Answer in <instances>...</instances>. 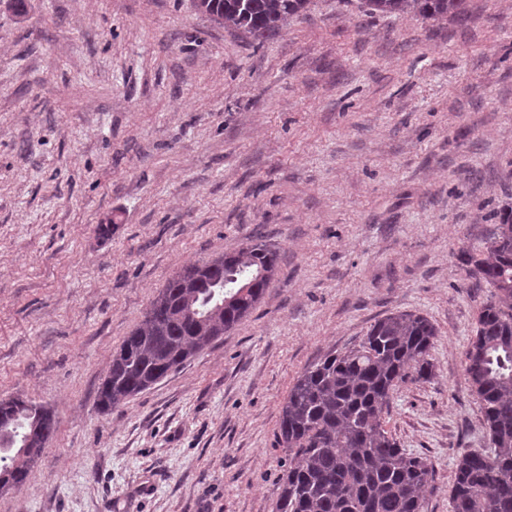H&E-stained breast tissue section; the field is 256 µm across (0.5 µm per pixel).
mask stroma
Masks as SVG:
<instances>
[{
  "mask_svg": "<svg viewBox=\"0 0 512 512\" xmlns=\"http://www.w3.org/2000/svg\"><path fill=\"white\" fill-rule=\"evenodd\" d=\"M510 206L512 0L460 24L314 0L260 41L191 0H0V398L56 420L0 512H275L295 379L397 311L436 326L435 375L384 425L452 512L486 445L464 352L489 290L461 253ZM248 238L279 251L252 314L100 413L168 278Z\"/></svg>",
  "mask_w": 512,
  "mask_h": 512,
  "instance_id": "1",
  "label": "stroma"
}]
</instances>
